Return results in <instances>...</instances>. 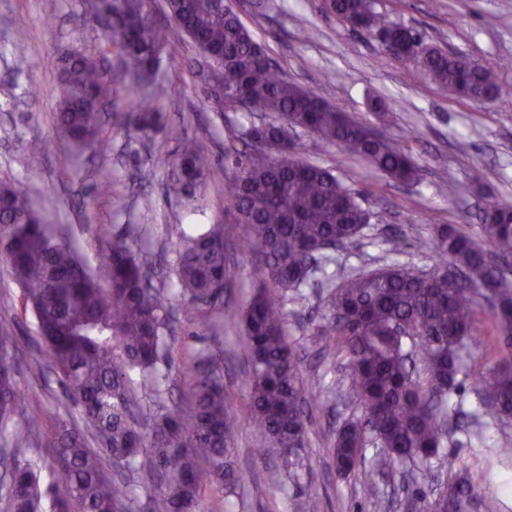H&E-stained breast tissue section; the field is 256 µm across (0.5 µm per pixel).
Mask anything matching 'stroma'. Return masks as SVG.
<instances>
[{
    "label": "stroma",
    "mask_w": 512,
    "mask_h": 512,
    "mask_svg": "<svg viewBox=\"0 0 512 512\" xmlns=\"http://www.w3.org/2000/svg\"><path fill=\"white\" fill-rule=\"evenodd\" d=\"M268 53L303 88L324 96L338 110L378 127L419 168L410 185L396 184L366 161L341 148L320 144L310 134L295 140L297 158L335 168L344 183L359 192L363 207L374 212L356 243L335 251L327 274L369 270L398 263L428 272L439 262L426 245L435 226L448 224L482 240L480 209L485 200L512 203V0H376V9L391 20L416 28L429 42L467 54L490 68L501 93L490 102L456 100L426 82L415 66L384 52L377 36L359 33L326 15L320 0H229ZM105 38L91 15L90 0H0V183L25 190L47 220L62 225L67 239L89 269L98 265L101 233L147 229L140 243L156 268L157 287L177 288L175 224H227L233 219L229 187L235 170L224 158L243 122L241 113L217 116L202 95L191 60L189 39L175 41L159 69L162 92L158 106L172 135L151 142L116 123L128 112V87H118L105 107V154H76L55 123L57 83L62 57L100 56ZM384 108L374 111L373 98ZM195 139L214 168L188 201L169 185L161 160L178 150V136ZM42 144L31 152L32 140ZM112 191L98 192L101 182ZM154 200L144 210L143 195ZM288 337L299 349L305 387L320 392L306 419L307 446L300 461L286 467L279 453L249 424L243 337L239 329L211 332L176 312L175 331L159 368L173 401L188 388L193 355L213 349L224 356V393L236 417L233 457L240 476L237 493L202 485L200 512H377L376 498H386V512H406L407 501H426L433 491L417 481L372 475L341 480L331 458L336 426L356 413L353 400L328 393L343 380L342 360L319 355L310 340L322 325L326 309L318 288L307 285L288 294ZM0 322L17 338L18 382L27 392L25 409L14 418L24 425L39 418L42 437H50L56 418L71 410L65 388L50 366L34 315L26 310L11 270L0 259ZM479 346L469 353L473 371L488 372L506 355L491 346L488 312L475 322ZM40 366L32 375L31 366ZM465 414L448 435L447 453L454 475L472 480L479 494L495 495L499 512H512V459L499 455L512 448V423L467 413L477 401L471 385L462 391Z\"/></svg>",
    "instance_id": "obj_1"
}]
</instances>
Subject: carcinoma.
<instances>
[{"label": "carcinoma", "mask_w": 512, "mask_h": 512, "mask_svg": "<svg viewBox=\"0 0 512 512\" xmlns=\"http://www.w3.org/2000/svg\"><path fill=\"white\" fill-rule=\"evenodd\" d=\"M172 27L148 19L146 0L106 4L109 39L128 62L119 77L102 72L100 59L69 55L62 60L57 125L78 150L100 149V104L112 99V86L130 82L133 111L126 115L143 139L160 131L158 94L152 90L159 64L172 39L189 37L197 54L212 56L224 80V98L207 102L231 108L247 99L271 119H248L240 134L244 148L227 150L235 168L230 187L235 220L175 228L179 238L176 272L196 324L212 328L219 318L242 322L250 364L248 390L253 427L271 447L292 456L305 447V405L318 395L304 387L298 355L288 342L283 292L310 280L309 263L327 260L324 251L356 240L371 215L329 168L294 156V134L303 127L320 142L368 160L398 183H410L418 170L410 157L383 134L369 135L366 124L342 113L316 93L290 81L270 62L265 48L224 0H166ZM329 16L359 32H386L388 53L413 56L423 79L452 97L491 100L499 93L494 73L463 53L425 41L422 34L376 11L375 0H323ZM176 188L193 195L210 171V159L196 140L179 139L177 155L165 161ZM485 245L442 225L431 239L442 264L451 263L468 286L448 283L438 270L414 275L400 265L326 280L325 304L331 317L314 344L343 356L349 391L362 408L336 429V474L358 471L373 445L391 463L411 465L436 480L432 460H453L445 452L453 395L467 366L464 352L480 302L491 312L496 340L512 347V289L489 255L512 261V204L494 202L484 212ZM246 228V247L265 281L247 303H224L230 275L226 245ZM0 254L23 288L38 322L53 370L59 375L81 422L62 419L43 442L37 422L4 437L0 464L12 477L0 478V500L8 512H139L134 485L109 477L103 456L116 468L128 467L152 485L150 512H197L202 482L235 493L239 477L232 465L234 420L224 399L219 361L199 351L189 368V405L166 406L165 375L158 364L166 350L172 298L157 288L134 242L114 234L90 271L70 245L33 207L27 193L0 184ZM16 337L0 326V432L23 408L17 380ZM140 375L132 385L131 373ZM474 389L481 415L512 420V358L504 357ZM150 397L145 411L139 397ZM53 448L51 479H61L65 495L43 485L28 453ZM477 498L474 484L456 479L439 487L425 508L440 503L448 512H466Z\"/></svg>", "instance_id": "carcinoma-1"}]
</instances>
